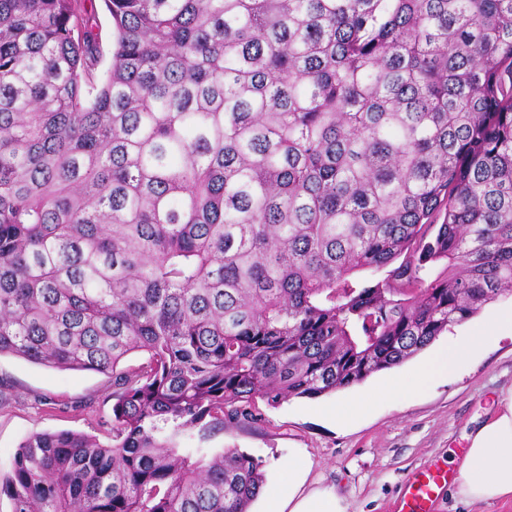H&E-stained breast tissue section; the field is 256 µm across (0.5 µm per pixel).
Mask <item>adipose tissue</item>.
<instances>
[{
    "label": "adipose tissue",
    "instance_id": "1",
    "mask_svg": "<svg viewBox=\"0 0 512 512\" xmlns=\"http://www.w3.org/2000/svg\"><path fill=\"white\" fill-rule=\"evenodd\" d=\"M502 327L512 328V313L500 315L497 324L477 326L461 341L436 349L411 376L389 382L377 394L399 398L436 376H445L478 348L495 339ZM469 446L457 468L456 494L472 512L494 503L512 501V390L501 397L500 411L471 431ZM265 512H347L335 490L310 479L306 468L289 466L282 484L266 495Z\"/></svg>",
    "mask_w": 512,
    "mask_h": 512
}]
</instances>
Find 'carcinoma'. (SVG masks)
Here are the masks:
<instances>
[{
  "instance_id": "cac0c4a2",
  "label": "carcinoma",
  "mask_w": 512,
  "mask_h": 512,
  "mask_svg": "<svg viewBox=\"0 0 512 512\" xmlns=\"http://www.w3.org/2000/svg\"><path fill=\"white\" fill-rule=\"evenodd\" d=\"M0 0V355L112 375L11 512H248L228 425L512 292V0ZM139 355L143 362L127 361ZM93 8L96 13V22L94 32L98 34L100 48L102 52V63L100 73L107 70L111 63V48H112V21L105 10L103 2L95 0Z\"/></svg>"
}]
</instances>
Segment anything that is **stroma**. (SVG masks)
<instances>
[{
  "label": "stroma",
  "instance_id": "35a3bbf8",
  "mask_svg": "<svg viewBox=\"0 0 512 512\" xmlns=\"http://www.w3.org/2000/svg\"><path fill=\"white\" fill-rule=\"evenodd\" d=\"M429 355L422 350L336 393L260 405L256 423L226 427L208 445L255 457L265 487L296 462L309 467L311 478L335 487L348 512H394L408 477L458 459L466 433L487 419L499 394L512 387V333L476 350L454 373L405 398L378 401L347 422L331 421L326 409L337 398H354L412 373ZM111 420V375L0 357V470L9 469L19 444L31 434L72 430L102 439Z\"/></svg>",
  "mask_w": 512,
  "mask_h": 512
}]
</instances>
